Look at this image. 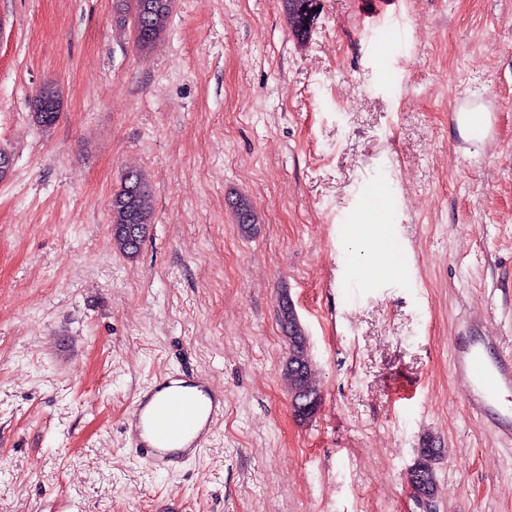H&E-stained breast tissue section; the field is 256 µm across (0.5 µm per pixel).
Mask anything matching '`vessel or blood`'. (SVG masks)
Returning a JSON list of instances; mask_svg holds the SVG:
<instances>
[{"instance_id":"vessel-or-blood-1","label":"vessel or blood","mask_w":512,"mask_h":512,"mask_svg":"<svg viewBox=\"0 0 512 512\" xmlns=\"http://www.w3.org/2000/svg\"><path fill=\"white\" fill-rule=\"evenodd\" d=\"M493 336L482 332L453 344V367L469 405L502 436L512 439V357L495 352ZM224 411V392L205 375L184 379L166 373L149 381L128 411L124 431L138 462L170 470L198 457Z\"/></svg>"}]
</instances>
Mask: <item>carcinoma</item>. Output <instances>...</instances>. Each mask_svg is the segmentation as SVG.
Returning <instances> with one entry per match:
<instances>
[{
  "instance_id": "cac0c4a2",
  "label": "carcinoma",
  "mask_w": 512,
  "mask_h": 512,
  "mask_svg": "<svg viewBox=\"0 0 512 512\" xmlns=\"http://www.w3.org/2000/svg\"><path fill=\"white\" fill-rule=\"evenodd\" d=\"M115 13L120 22L133 19L135 45L140 51L151 50L166 34L172 13L173 0H115ZM284 13L296 36L307 33L309 12L304 0H283ZM62 91L55 83H46L33 99V117L37 123L52 128L58 121L62 108ZM236 223L244 234H250L258 223L257 211L252 201L241 196L233 203ZM112 239L116 248L128 258L137 256L148 235L154 214V197L146 176L137 169L125 171L119 187L110 202ZM278 322L288 343V356L282 375L288 387L291 410L295 418L309 421L321 404V391L314 377L308 354L306 331L299 321L288 292L278 296ZM443 449L427 437L416 449V459L406 472V480L413 496L433 497L437 493L436 464Z\"/></svg>"
}]
</instances>
